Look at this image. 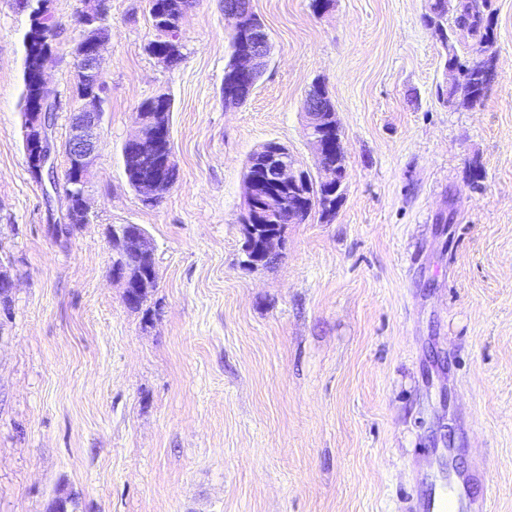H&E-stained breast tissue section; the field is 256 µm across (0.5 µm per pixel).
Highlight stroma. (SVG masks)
I'll use <instances>...</instances> for the list:
<instances>
[{"label":"stroma","instance_id":"1","mask_svg":"<svg viewBox=\"0 0 512 512\" xmlns=\"http://www.w3.org/2000/svg\"><path fill=\"white\" fill-rule=\"evenodd\" d=\"M253 0L272 44L251 97L225 107L224 0H194L184 59L148 51L147 0H111L106 114L89 224L28 169L20 105L29 16L0 0V512H403L410 493L485 466L471 492L512 512V0H489L498 76L447 102L426 0ZM82 0L47 84L64 145ZM326 80L347 157L331 220L287 225L244 269L245 163L275 141L313 167L302 102ZM173 100L179 179L147 205L121 149L138 106ZM139 224L157 286L133 310L108 231ZM431 478L418 485L416 466Z\"/></svg>","mask_w":512,"mask_h":512}]
</instances>
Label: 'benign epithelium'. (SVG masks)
Masks as SVG:
<instances>
[{"label":"benign epithelium","mask_w":512,"mask_h":512,"mask_svg":"<svg viewBox=\"0 0 512 512\" xmlns=\"http://www.w3.org/2000/svg\"><path fill=\"white\" fill-rule=\"evenodd\" d=\"M104 0H83V9L79 15L82 34L73 51L74 70L79 82L87 86V90L79 102L70 110L69 130L66 150L69 157L71 177L68 183L67 200L69 209L65 210L64 223H75V217L89 222L87 203L88 185L99 157V139L104 121V103L106 82L100 68L101 51L109 39V35L101 34L89 28V21L101 15ZM226 16L242 30V44L236 56L231 85L224 90L228 99L246 101L259 78L271 54V42L265 26L256 22L252 0H225ZM305 127L311 145L315 166L322 172L323 181L331 185L336 201L343 196L337 195L340 185L333 184V175L325 166L327 156V136L321 133L325 129L336 133V142L343 144L341 129L329 123L330 117L325 112V103L317 95H307L303 102ZM24 148L35 149L34 164L41 174L54 178L57 151L52 138L51 127L48 126L43 112H31L24 121ZM125 144L139 151H147L152 147L145 132L142 121H137V128ZM261 181L247 176L244 179L246 188V209L240 219L243 238L254 233V226L270 224L272 229L265 232L258 248L247 249V259L243 265L247 268H258L278 255L284 246L285 225L277 223L274 216L276 210H288V223L293 218L309 210L310 195L303 190L305 181L304 168L280 143L270 142L259 162ZM113 280L124 288L123 300L126 305L134 303L139 289L147 286L146 277L138 270L127 266H117L112 273Z\"/></svg>","instance_id":"1"}]
</instances>
